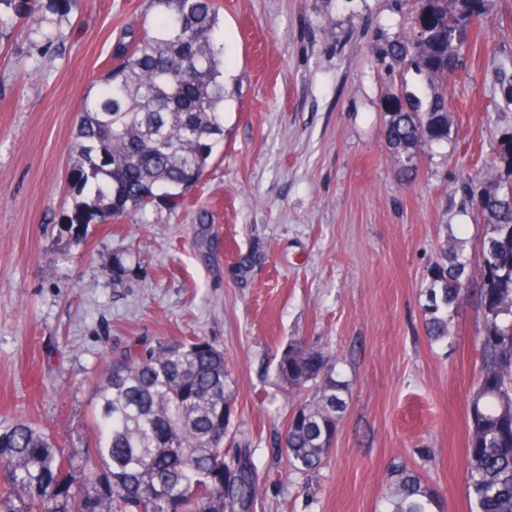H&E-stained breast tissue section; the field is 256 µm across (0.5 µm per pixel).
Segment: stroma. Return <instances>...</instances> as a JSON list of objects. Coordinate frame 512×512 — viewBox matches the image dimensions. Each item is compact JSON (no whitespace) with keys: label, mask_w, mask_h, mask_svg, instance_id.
<instances>
[{"label":"stroma","mask_w":512,"mask_h":512,"mask_svg":"<svg viewBox=\"0 0 512 512\" xmlns=\"http://www.w3.org/2000/svg\"><path fill=\"white\" fill-rule=\"evenodd\" d=\"M229 97L224 149L188 203L71 231L67 175L79 111L116 38L149 0H79L59 50L20 27L0 37V429L25 418L68 448L94 435L112 351L167 338L223 349L234 423L260 479L251 512H381L393 464L418 470L444 512H470L466 400L481 319L461 301L448 340L426 335L428 270L444 235L478 265L485 226L462 187L512 132V5L492 0L447 92L446 139L400 186L387 104L367 48L394 34L391 0H220ZM133 255L132 279L112 261ZM251 265L240 272L238 261ZM303 340L340 355L352 384L323 468L290 474L276 356Z\"/></svg>","instance_id":"obj_1"}]
</instances>
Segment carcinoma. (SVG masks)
<instances>
[{"label": "carcinoma", "mask_w": 512, "mask_h": 512, "mask_svg": "<svg viewBox=\"0 0 512 512\" xmlns=\"http://www.w3.org/2000/svg\"><path fill=\"white\" fill-rule=\"evenodd\" d=\"M488 0H398L402 31L369 41L391 102L385 139L395 176L413 181L420 155L448 136V76L465 63L470 33ZM38 0H0V35L36 26L41 52L59 32L36 16ZM153 19L125 28L114 64L85 98L69 179V226L184 205L224 148V46L217 0H150ZM421 77L426 102L407 92ZM512 173V135L464 187L482 218L481 259L471 267L445 238L424 290V328L450 336L457 302L478 283L480 378L467 400L471 512H512V198L497 172ZM323 347L288 344L277 378L295 406L281 447L293 472L321 469L348 407L350 381ZM235 382L224 351L169 338L116 350L95 390L94 441L67 451L45 428L18 421L0 432V512H250L258 495L249 438L232 429ZM384 512H442L439 491L407 464L388 476Z\"/></svg>", "instance_id": "1"}]
</instances>
